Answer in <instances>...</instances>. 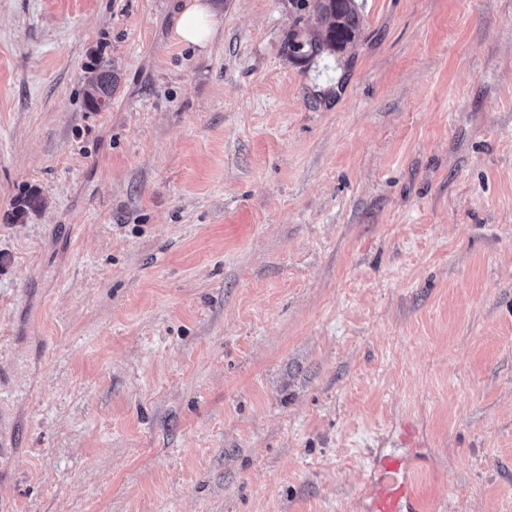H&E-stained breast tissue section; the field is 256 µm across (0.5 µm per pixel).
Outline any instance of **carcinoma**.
<instances>
[{
	"mask_svg": "<svg viewBox=\"0 0 512 512\" xmlns=\"http://www.w3.org/2000/svg\"><path fill=\"white\" fill-rule=\"evenodd\" d=\"M316 24L317 31L311 38L306 37L300 28L288 35L285 49L289 57L311 61L326 51H342L352 43L360 28L354 0H320ZM115 84L112 65L100 59L95 61L86 76L87 106L100 109L112 98Z\"/></svg>",
	"mask_w": 512,
	"mask_h": 512,
	"instance_id": "obj_1",
	"label": "carcinoma"
}]
</instances>
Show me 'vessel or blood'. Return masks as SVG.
I'll return each instance as SVG.
<instances>
[{
	"label": "vessel or blood",
	"mask_w": 512,
	"mask_h": 512,
	"mask_svg": "<svg viewBox=\"0 0 512 512\" xmlns=\"http://www.w3.org/2000/svg\"><path fill=\"white\" fill-rule=\"evenodd\" d=\"M422 454L406 457L376 455L371 461L372 479L364 490L369 512H420L414 491V473Z\"/></svg>",
	"instance_id": "obj_1"
}]
</instances>
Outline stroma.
<instances>
[{"label": "stroma", "mask_w": 512, "mask_h": 512, "mask_svg": "<svg viewBox=\"0 0 512 512\" xmlns=\"http://www.w3.org/2000/svg\"><path fill=\"white\" fill-rule=\"evenodd\" d=\"M185 2L0 0V512H512V0ZM208 0H191L182 12L175 33L183 42L206 48L217 33L218 21ZM317 31L305 37L299 27L288 35L284 48L291 58L311 61L325 51L338 52L352 43L360 28L354 0H320ZM116 77L112 74V65L103 60H97L87 71L85 83V97L87 106L98 110L112 98V91L116 84ZM422 453L399 457L376 455L372 458V479L364 490L369 512H419L421 503L414 491V473Z\"/></svg>", "instance_id": "1"}]
</instances>
